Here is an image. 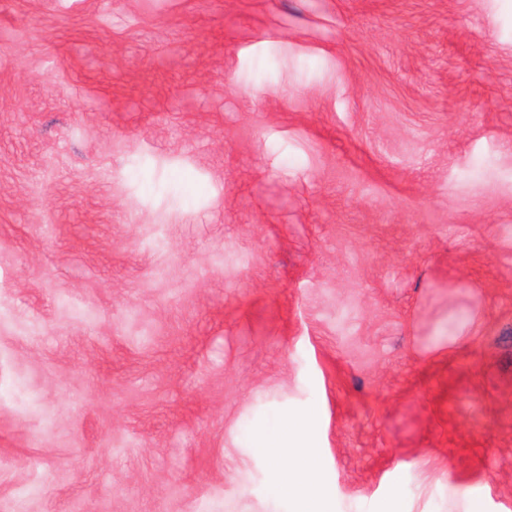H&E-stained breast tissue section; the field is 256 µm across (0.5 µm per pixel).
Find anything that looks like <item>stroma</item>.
I'll return each instance as SVG.
<instances>
[{"label": "stroma", "instance_id": "35a3bbf8", "mask_svg": "<svg viewBox=\"0 0 512 512\" xmlns=\"http://www.w3.org/2000/svg\"><path fill=\"white\" fill-rule=\"evenodd\" d=\"M512 512V0H0V512ZM313 411L302 415H288L281 425L263 440L261 448L272 475L281 489L292 497L300 510H309L319 490L314 477L320 467V458L313 448L310 420ZM294 458L295 464L288 470L284 462Z\"/></svg>", "mask_w": 512, "mask_h": 512}]
</instances>
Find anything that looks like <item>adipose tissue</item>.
<instances>
[{
    "label": "adipose tissue",
    "mask_w": 512,
    "mask_h": 512,
    "mask_svg": "<svg viewBox=\"0 0 512 512\" xmlns=\"http://www.w3.org/2000/svg\"><path fill=\"white\" fill-rule=\"evenodd\" d=\"M310 414L286 416L263 441L262 452L281 489L298 504L299 512H310L319 490L314 477L320 458L313 448Z\"/></svg>",
    "instance_id": "1"
}]
</instances>
